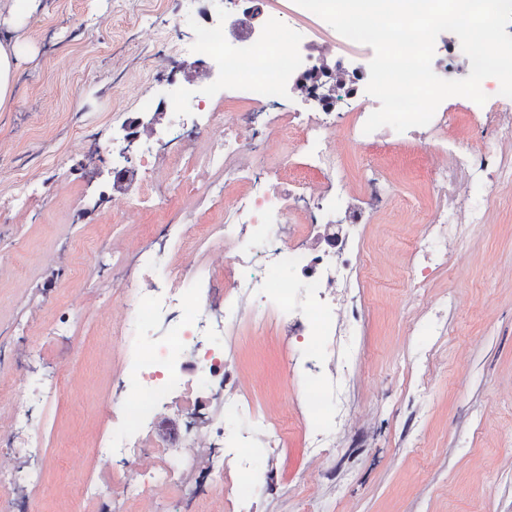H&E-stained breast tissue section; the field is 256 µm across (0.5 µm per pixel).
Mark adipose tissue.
<instances>
[{"label": "adipose tissue", "instance_id": "obj_1", "mask_svg": "<svg viewBox=\"0 0 512 512\" xmlns=\"http://www.w3.org/2000/svg\"><path fill=\"white\" fill-rule=\"evenodd\" d=\"M40 7V0H0V109L12 102L15 77L28 47L26 23Z\"/></svg>", "mask_w": 512, "mask_h": 512}]
</instances>
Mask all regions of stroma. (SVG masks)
Here are the masks:
<instances>
[{
  "label": "stroma",
  "instance_id": "stroma-1",
  "mask_svg": "<svg viewBox=\"0 0 512 512\" xmlns=\"http://www.w3.org/2000/svg\"><path fill=\"white\" fill-rule=\"evenodd\" d=\"M269 4L297 37L338 40L292 0ZM157 28L191 40L183 0H41L26 26L30 45L14 103L0 112V202L18 182L32 191L29 201L0 213V379L48 382L61 366L56 323L74 308L84 314L73 344L77 376L33 409L31 428L44 451L17 464L41 472L42 483L17 488L21 512H93L85 482L104 475L95 450L112 434L116 390L127 363L158 333L136 324L111 334L113 312L100 302L140 252L157 251L164 267L183 261L178 242L189 225L224 223L248 190L202 167L211 138L168 144L174 126L167 113L157 135L122 155L121 126L140 115L145 100L174 93L170 74L205 72L197 57H173L152 38ZM441 107L448 114L442 135L455 149L470 148L480 124L512 166V127L493 119L512 113V98L479 105L453 96ZM435 145L385 137L340 157L351 196L373 175L393 194L364 232L363 315L342 373L358 420L339 434L338 451L314 461L303 445L300 392L313 380L300 367L292 327L279 320L211 337L246 396L288 431L287 447L251 449L241 512H512V169L481 185L496 196V208L423 284L427 299L447 305V330L414 333L423 311L405 305L404 285L415 275L405 252L436 202L429 189ZM183 150L195 164L179 191L167 174ZM126 165L136 177L114 191L111 170ZM130 199L139 208L127 207ZM112 512L228 508L222 492L192 499L175 485L142 501L113 496Z\"/></svg>",
  "mask_w": 512,
  "mask_h": 512
}]
</instances>
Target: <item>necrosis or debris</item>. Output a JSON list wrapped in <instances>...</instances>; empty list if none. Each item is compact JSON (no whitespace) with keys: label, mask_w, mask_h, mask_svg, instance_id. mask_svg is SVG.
Instances as JSON below:
<instances>
[{"label":"necrosis or debris","mask_w":512,"mask_h":512,"mask_svg":"<svg viewBox=\"0 0 512 512\" xmlns=\"http://www.w3.org/2000/svg\"><path fill=\"white\" fill-rule=\"evenodd\" d=\"M263 0H240L238 12L257 9L254 30L243 31L234 51L225 49L223 25L208 21L201 0H184L188 11L196 14L195 35L189 42L173 45L178 54H200L208 57L216 75L234 84L241 98L267 106L287 90L296 89L308 98L320 101L322 115L310 118L301 113H272L264 127H255L251 114L239 113L224 121V134L213 142L207 157L209 167L223 169L230 157L254 158L256 141L264 137L289 139L299 152L307 171L323 176L327 183L337 178V143L347 140L359 146L368 142L363 131L369 110L357 112L344 129H337L328 116L335 102L325 100L318 83V71H326L331 84L342 96H350L357 81L355 72L342 63L323 68L330 53L329 46L299 38L286 43L273 39L283 27L279 13L263 7ZM442 153L451 155V165H438L432 188L438 201L429 215L424 232L412 243L408 262L421 270L434 272L447 267L448 246L470 235L485 223L494 206L492 195L472 196L464 190L449 191L448 171L475 174L495 162L496 154L486 141H478L466 151L452 150L442 144ZM250 192L234 208L224 225L198 224L192 237L186 238V249L196 242H210L221 253L213 268L200 269L185 261L164 272H157L153 255L141 254L121 290L129 320L154 321L179 308L180 318L167 326L162 339L142 352L129 364L121 389L124 393L122 434L109 438L98 450L100 458L122 463L120 480L108 485L90 481L85 493L99 502L102 512H109L113 494L137 499L144 485L166 488L173 484L177 466L163 456L160 443H148L144 430L164 417L160 405L175 387L189 384V374H196L208 393L224 396L223 412L206 415L204 428H196L194 420L205 415L204 404L187 411L182 464H200L201 449H234L229 462L203 466L204 481L194 489L203 495L214 488L232 490L236 477L251 472L253 465L244 448L267 442L278 431V423L268 414L252 407L237 391V381L224 371L226 359L217 353L188 352V344L210 335L230 336L245 323L264 325L276 318L296 320L300 336L310 337L311 356L322 361L329 374L316 386L302 394L303 405L312 417L328 415L330 426L309 427L305 442L310 454L335 447L334 435L349 423L347 398L339 381L344 360L340 352L349 345L353 324L359 318L357 309L347 307L353 289L364 285L365 259L363 245L353 231L359 228L365 213L378 211L387 202L390 190L376 179L367 181L359 201H346L345 210L351 220L350 232L336 234L332 224L316 214H308L299 231L285 234L281 219L296 198L285 192L273 178L272 171L255 165L248 173ZM260 253L261 264H254L252 253ZM286 268L296 272L293 280L272 282L269 273ZM41 387L0 383V397H14L9 424L0 425V504L12 501L15 488L31 487L41 482L40 474L22 472L13 464L15 455L30 452L31 441L16 443L13 433L24 427L31 402L39 400ZM248 419L245 432L229 436L224 432L225 418Z\"/></svg>","instance_id":"4bbe7bcc"}]
</instances>
